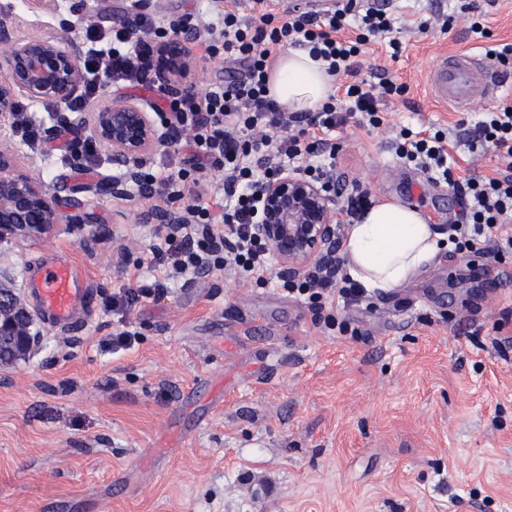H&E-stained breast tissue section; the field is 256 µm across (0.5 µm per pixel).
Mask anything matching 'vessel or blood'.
<instances>
[{
  "label": "vessel or blood",
  "instance_id": "vessel-or-blood-1",
  "mask_svg": "<svg viewBox=\"0 0 512 512\" xmlns=\"http://www.w3.org/2000/svg\"><path fill=\"white\" fill-rule=\"evenodd\" d=\"M428 87L439 102L464 111L474 103L495 99L501 84L486 57L461 52L443 57L430 71ZM36 269L37 275L30 281L29 288L42 316L55 326L70 327L78 311L91 307V291L84 286L67 254L37 262Z\"/></svg>",
  "mask_w": 512,
  "mask_h": 512
}]
</instances>
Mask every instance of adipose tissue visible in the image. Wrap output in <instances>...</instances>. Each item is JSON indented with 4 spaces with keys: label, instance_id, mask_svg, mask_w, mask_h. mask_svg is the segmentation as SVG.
Wrapping results in <instances>:
<instances>
[{
    "label": "adipose tissue",
    "instance_id": "1",
    "mask_svg": "<svg viewBox=\"0 0 512 512\" xmlns=\"http://www.w3.org/2000/svg\"><path fill=\"white\" fill-rule=\"evenodd\" d=\"M331 91L324 66L308 51L287 50L277 57L269 93L285 111L315 110ZM441 246V237L419 210L384 199L351 224L343 251L352 279L367 292L387 293L417 275Z\"/></svg>",
    "mask_w": 512,
    "mask_h": 512
}]
</instances>
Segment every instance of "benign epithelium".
Masks as SVG:
<instances>
[{"label": "benign epithelium", "instance_id": "obj_1", "mask_svg": "<svg viewBox=\"0 0 512 512\" xmlns=\"http://www.w3.org/2000/svg\"><path fill=\"white\" fill-rule=\"evenodd\" d=\"M17 18L0 12V139L9 141L17 130L22 97L56 112L57 122L71 137L95 141L112 157L121 175L110 190L117 199L138 195L160 197L165 187L146 189L142 175L152 155L167 143L166 129L140 105L115 100L92 113L91 118L72 117L65 104L80 96L84 74L80 60L83 46L75 38H21ZM150 80L175 98L199 94L192 80L194 61L181 38L158 42ZM9 151L0 149V243L23 244L54 233L70 220L60 210L56 196L46 185L22 171L7 172ZM343 172L332 168L312 180L295 168H282L259 193L256 220L250 235L263 243L277 261V274L290 280L307 276L336 277L339 241L338 203L330 186ZM145 236L186 240L190 233L188 211L147 205L138 214ZM33 317L11 294L0 293V337L12 340L15 351L28 349Z\"/></svg>", "mask_w": 512, "mask_h": 512}]
</instances>
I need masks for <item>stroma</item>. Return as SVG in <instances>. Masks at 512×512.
Here are the masks:
<instances>
[{"instance_id": "35a3bbf8", "label": "stroma", "mask_w": 512, "mask_h": 512, "mask_svg": "<svg viewBox=\"0 0 512 512\" xmlns=\"http://www.w3.org/2000/svg\"><path fill=\"white\" fill-rule=\"evenodd\" d=\"M72 2L0 9L22 18V34L54 37L78 22ZM463 2L393 0L401 52L370 43L359 76L405 84L387 124L456 133L460 175L487 177L501 160L467 145L486 103L442 105L426 75L442 54L512 43V0H474L485 38L457 19ZM439 12L451 25L420 32ZM115 99L153 114L169 102L149 83L108 86L89 106ZM331 139L337 168L372 200L420 208L437 229L460 220V194L400 160L386 134L345 125ZM11 147L13 168L50 186L72 221L45 240L0 243V288L23 291L32 260L62 249L94 308L81 330L35 317L34 351L0 365V512H512V253L449 246L393 291L315 307L272 270L259 284L155 264L135 222L141 200L106 188L118 174L109 155L79 170L61 153ZM89 212L99 236L76 223ZM122 243L129 258L116 266ZM158 282L163 297L113 309L121 289ZM124 328L131 345L106 347Z\"/></svg>"}]
</instances>
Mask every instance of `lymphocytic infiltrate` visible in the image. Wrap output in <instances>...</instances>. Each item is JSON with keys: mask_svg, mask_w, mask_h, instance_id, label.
<instances>
[{"mask_svg": "<svg viewBox=\"0 0 512 512\" xmlns=\"http://www.w3.org/2000/svg\"><path fill=\"white\" fill-rule=\"evenodd\" d=\"M236 8L237 0H213L206 27L218 36L212 53H223L225 61L235 64L238 77L208 85L197 98L172 101L167 122L173 145L188 144L196 158L224 170L221 213L211 214L212 189L186 170L181 173V199L201 223L213 219L229 228L239 241L234 264L245 274L259 277L269 258L247 230L261 187L278 173L285 160L304 161L307 175L321 176L327 168L326 156L336 153L329 133L350 121L361 128L380 127L386 99L404 94L406 87L387 76L374 83L358 76L356 59L363 46L385 39L393 52L401 50L399 42L390 37L392 20L385 10L346 0L330 13L295 9L280 19L272 12L270 0H252L253 18L247 21ZM151 28L145 20L133 26L118 22L107 30L94 23L87 25L84 95L70 102L71 110H82L86 99L95 96L100 75H108L120 86L145 84L150 47L133 44L132 39L135 32L146 33ZM289 47L309 51L312 58L323 62L336 83L335 92L310 118L286 120L268 94L272 58ZM472 143L492 146L506 160L505 169L494 177H456L458 165L442 129H401L394 149L399 158L420 166L433 179L460 193L463 217L449 234L452 243L476 252L487 248L496 254L511 252L512 105L504 102L487 112L476 126ZM154 258L169 262L176 272L192 274L221 269L226 262L205 236L169 247L164 253L155 252ZM297 291L312 302L335 297L346 304L359 301L365 294L350 279H307Z\"/></svg>", "mask_w": 512, "mask_h": 512, "instance_id": "obj_1", "label": "lymphocytic infiltrate"}]
</instances>
